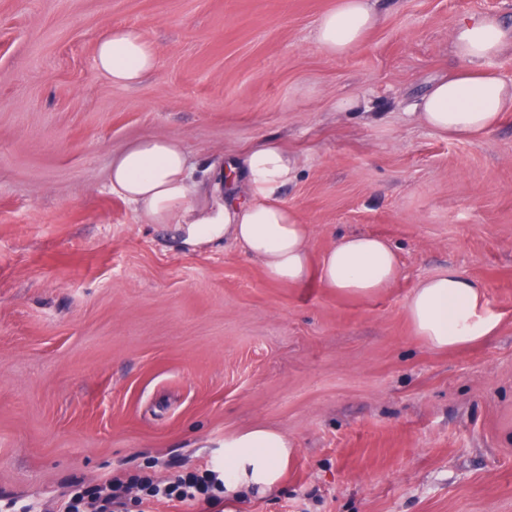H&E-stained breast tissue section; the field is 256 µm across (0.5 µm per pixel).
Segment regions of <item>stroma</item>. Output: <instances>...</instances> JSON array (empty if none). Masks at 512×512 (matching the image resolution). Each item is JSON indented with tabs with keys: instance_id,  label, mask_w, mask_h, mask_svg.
I'll return each mask as SVG.
<instances>
[{
	"instance_id": "1",
	"label": "stroma",
	"mask_w": 512,
	"mask_h": 512,
	"mask_svg": "<svg viewBox=\"0 0 512 512\" xmlns=\"http://www.w3.org/2000/svg\"><path fill=\"white\" fill-rule=\"evenodd\" d=\"M335 5L0 0V501L54 512L76 478L165 481L265 426L290 443L278 486L181 512H512V113L478 140L414 117L458 64L453 23L512 0H374L380 25L342 57L315 42ZM115 25L158 50L134 88L95 67ZM144 136L201 173L278 138L314 254L381 235L398 278L340 295L272 283L232 242L184 246L109 189ZM449 267L501 323L436 350L407 303Z\"/></svg>"
}]
</instances>
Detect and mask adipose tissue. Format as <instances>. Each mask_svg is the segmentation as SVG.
<instances>
[{"mask_svg":"<svg viewBox=\"0 0 512 512\" xmlns=\"http://www.w3.org/2000/svg\"><path fill=\"white\" fill-rule=\"evenodd\" d=\"M379 22L372 0H337L319 20L317 45L328 55H345ZM451 38L462 65L431 83L417 118L451 138L486 136L512 112V81L489 66L491 59L512 51V23L474 14L454 22ZM157 62L156 47L135 28L112 27L95 46L98 72L118 86H136ZM298 167L295 154L268 138L204 178L180 142L142 137L113 154L109 187L148 223L178 225L187 243L240 245L270 281L299 287L315 279L337 293L359 297L393 283L399 260L384 237L342 235L326 253L314 256L308 225L299 223L280 199ZM407 314L415 334L436 349L488 338L500 323L480 284L452 267L417 281ZM288 454L287 436L271 428L226 435L225 498L274 488Z\"/></svg>","mask_w":512,"mask_h":512,"instance_id":"ef3b65f1","label":"adipose tissue"}]
</instances>
